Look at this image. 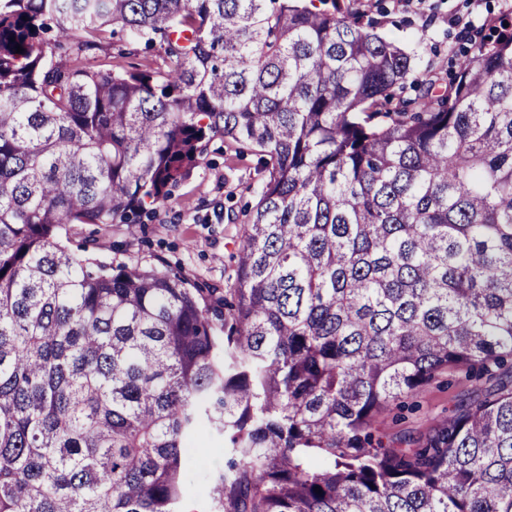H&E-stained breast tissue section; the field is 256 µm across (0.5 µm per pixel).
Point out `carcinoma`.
I'll use <instances>...</instances> for the list:
<instances>
[{
    "instance_id": "obj_1",
    "label": "carcinoma",
    "mask_w": 512,
    "mask_h": 512,
    "mask_svg": "<svg viewBox=\"0 0 512 512\" xmlns=\"http://www.w3.org/2000/svg\"><path fill=\"white\" fill-rule=\"evenodd\" d=\"M114 25L167 69L44 49ZM216 138L268 171L220 329L214 289L61 235L133 226ZM509 357L512 20L446 82L345 0H0V512H178L205 434L216 512H512ZM459 368L456 412L384 445ZM465 385L464 374L448 371L437 376L421 391L407 399L409 409H394L380 417L378 433L395 448L404 436H418L448 417Z\"/></svg>"
}]
</instances>
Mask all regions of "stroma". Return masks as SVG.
<instances>
[{
    "label": "stroma",
    "mask_w": 512,
    "mask_h": 512,
    "mask_svg": "<svg viewBox=\"0 0 512 512\" xmlns=\"http://www.w3.org/2000/svg\"><path fill=\"white\" fill-rule=\"evenodd\" d=\"M360 5L376 22L378 32L415 52L421 73L457 69L459 51L470 43L464 28L485 31L512 18V0H424L410 8L398 7L396 0H360ZM164 58L163 48L143 49L121 30L82 54L84 63L100 70L116 65L147 69ZM265 177L257 156L217 139L202 163L173 188L169 201L142 223L72 224L65 234L72 249L95 262L168 267L223 295L234 281L243 227ZM464 385L462 373L437 376L409 398L407 409L379 418V435L395 446L405 436L425 433L452 412ZM223 466V443L201 438L191 460L194 487L182 499L184 512H215L211 496L199 486Z\"/></svg>",
    "instance_id": "1"
}]
</instances>
